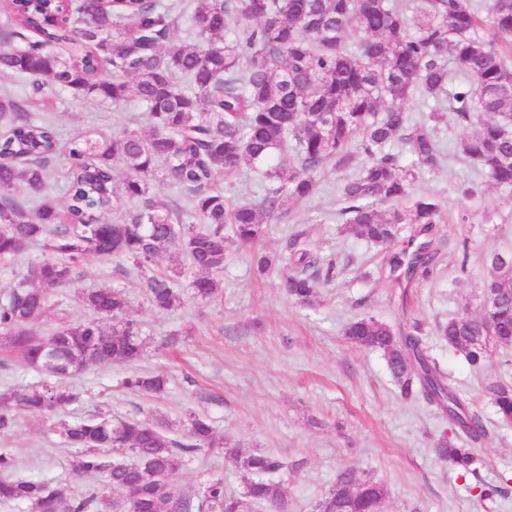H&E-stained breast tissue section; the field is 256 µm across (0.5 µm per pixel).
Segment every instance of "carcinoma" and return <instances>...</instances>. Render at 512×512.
Masks as SVG:
<instances>
[{
    "label": "carcinoma",
    "mask_w": 512,
    "mask_h": 512,
    "mask_svg": "<svg viewBox=\"0 0 512 512\" xmlns=\"http://www.w3.org/2000/svg\"><path fill=\"white\" fill-rule=\"evenodd\" d=\"M11 3L12 15L0 21L1 74L29 80L37 94L69 90L101 102L136 101L150 132L82 135L63 154L56 127L30 111L27 100L0 97V275L12 271L30 246L40 243L46 252L0 295V344L44 376L36 385L0 392L1 435L23 413L55 417L65 411L79 397L68 380L88 366L131 365L144 356L146 341L119 288L82 292L90 316L63 321L46 338L27 328L90 259L135 267L140 288L158 311L181 305L178 283L190 270L194 296L211 301L221 293L213 274L224 270L225 229L241 244L258 242L285 200L314 195L327 164L340 168L361 155L358 174L339 188L344 223L381 247L396 241L409 222L430 233L440 202L415 197L411 189L417 171L437 167L441 150L435 129L412 122L403 107L415 95L433 100L434 117L444 108L462 121L489 115L460 142V154L494 185L512 189V0H490L484 14L472 0H198L184 15L161 0H118L107 9L94 0ZM182 18L192 44L172 38ZM352 32L358 40L350 46ZM395 141L408 146L411 166L388 150ZM58 166L65 177L62 206L51 185ZM245 166L262 194L234 202L215 179L222 176L230 185ZM160 186L175 188L185 204L160 198ZM22 188L38 200L32 212L19 198ZM122 210V219L101 222ZM301 244L299 235L289 243L291 269L281 288L310 306L330 272H321ZM167 252L169 265L156 270L155 259ZM437 258L430 242L412 239L391 266L410 280L417 273L428 276ZM487 261L495 274L484 283L481 312L465 311L438 327V336L476 372L489 364L494 349H512V253L493 252ZM277 262L253 254L260 275ZM344 334L383 355L403 397L446 413L466 442L443 435L436 456L462 477L473 473L472 445L485 435V425L429 363L421 325L396 330L367 312ZM167 386L163 373L124 380L128 390L154 398ZM485 392L499 420L511 423L512 382L491 381ZM58 429L75 449L71 471L101 476L104 489L67 499L46 481L16 475L14 453L0 448L1 504H24L28 512L290 508L284 485L270 479L284 468L279 458L224 447L210 420L193 412L179 436L104 412L61 421ZM205 448L224 449L251 475L242 493L225 492L221 479L196 497L179 488L183 458ZM127 454L135 462H125ZM367 482L381 502L385 488L346 467L316 505L330 512L340 496L351 510L350 496ZM107 488L121 497L112 499Z\"/></svg>",
    "instance_id": "obj_1"
}]
</instances>
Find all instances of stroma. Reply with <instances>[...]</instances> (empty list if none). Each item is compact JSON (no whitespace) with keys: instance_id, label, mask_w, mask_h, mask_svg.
<instances>
[{"instance_id":"1","label":"stroma","mask_w":512,"mask_h":512,"mask_svg":"<svg viewBox=\"0 0 512 512\" xmlns=\"http://www.w3.org/2000/svg\"><path fill=\"white\" fill-rule=\"evenodd\" d=\"M0 94L28 99L32 112L58 128L64 147L85 133L149 130L143 110L132 102L100 103L67 90L34 96L26 80L5 74H0ZM477 128L444 113L439 166L420 172L413 184V194L441 202L436 242L443 263L410 285L391 275L387 263L413 235L414 225H405L387 250L348 230L339 214L338 188L355 175L352 167L326 169L307 202L286 201L281 219L256 246L284 254L293 235L304 234L321 265L334 267L332 281L313 306L288 299L280 286L285 266L257 276L252 249L234 240L228 243L219 298L198 302L184 278L182 305L172 312L149 307L131 264L92 260L83 265L72 284L56 290V305L33 322V330L46 337L62 321L84 319L82 290L125 288L129 314L148 342L138 368L168 373L170 382L164 397L146 398L121 387L128 367L90 366L71 381L79 398L67 419L105 410L115 418L165 422L177 435L186 412L204 415L227 446L287 462L277 479L288 491L291 512H312L349 465L386 488L380 512H512V491L485 494L512 479V424L498 420L484 390L491 380L512 379V350L476 372L435 332L462 312L479 313L481 289L492 274L484 255L512 252V192L492 185L458 154L460 140ZM464 182L475 185L476 196L461 195ZM366 312L396 326L422 324L429 359L449 390L478 411L486 426L475 474L459 477L434 453L436 439L451 430L447 417L421 400L402 398L381 353L346 339V324ZM0 448L13 450L19 476L48 481L65 497L101 486L98 477L71 473L73 451L42 415L21 416L10 435L0 436ZM216 478L232 493L242 492L247 481L219 448L185 459L178 476L182 491L192 495Z\"/></svg>"}]
</instances>
